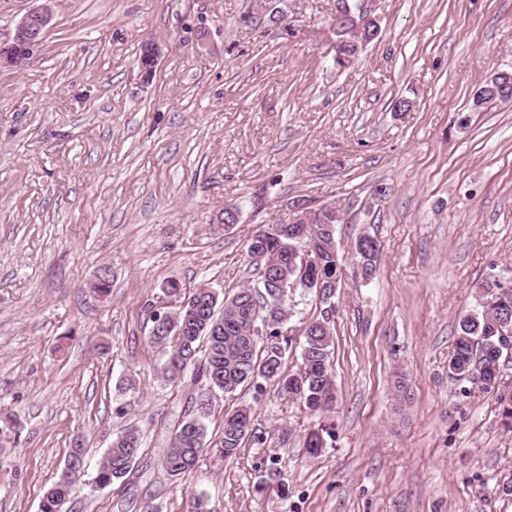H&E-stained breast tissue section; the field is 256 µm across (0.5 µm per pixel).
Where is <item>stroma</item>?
I'll return each mask as SVG.
<instances>
[{"mask_svg": "<svg viewBox=\"0 0 512 512\" xmlns=\"http://www.w3.org/2000/svg\"><path fill=\"white\" fill-rule=\"evenodd\" d=\"M334 3L52 0L39 51L0 69V414L18 421L0 430V512H39L78 439L86 475L64 512H192L198 496L213 512H512V431L492 395L448 376L478 285L512 282V102L470 109L512 70V0H374L381 36L341 71ZM302 201L339 210L347 258L360 232L380 244L375 275L347 261L333 299L336 399L312 415L270 383L213 395L208 432L248 404L258 438L172 481L161 455L201 389L164 381L149 312L169 281L253 282L248 239ZM228 207L237 221L217 229ZM289 308L292 369L325 305L297 292ZM123 377L136 390L120 401ZM125 424L141 476L96 488Z\"/></svg>", "mask_w": 512, "mask_h": 512, "instance_id": "35a3bbf8", "label": "stroma"}]
</instances>
